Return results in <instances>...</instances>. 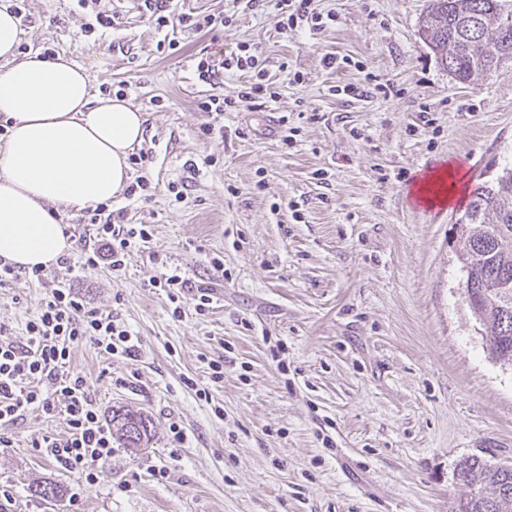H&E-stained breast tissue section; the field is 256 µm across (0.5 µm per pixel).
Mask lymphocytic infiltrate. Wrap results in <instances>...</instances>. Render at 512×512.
<instances>
[{"mask_svg":"<svg viewBox=\"0 0 512 512\" xmlns=\"http://www.w3.org/2000/svg\"><path fill=\"white\" fill-rule=\"evenodd\" d=\"M276 6V27L281 32L303 25L313 31L326 26L315 0H277ZM140 7L159 29L181 26L213 31L232 21L228 15L199 18L178 11L175 0H141ZM196 72L206 83L227 72L249 75L237 98L200 102L205 112L233 111L240 99L263 106L278 96L266 77L257 47L248 44L237 45L222 57L202 53ZM80 221L88 228L87 238L80 241L81 267L85 270L104 267L121 271L133 248L148 244L152 238L150 225L126 224L124 210H112L106 203L85 208ZM21 282L41 284L46 293L25 323L24 342L14 341L11 327L0 323V447H11L15 426L29 413L62 418L67 428L63 437H37L31 445L44 449L57 470L74 475L78 489L92 487L112 457V430L90 392L86 375L72 369L71 350L88 342L103 357L130 356L137 352L139 339L112 315L92 307L71 285L49 276L46 269L22 272L0 260V287Z\"/></svg>","mask_w":512,"mask_h":512,"instance_id":"obj_1","label":"lymphocytic infiltrate"}]
</instances>
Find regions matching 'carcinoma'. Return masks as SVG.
I'll return each mask as SVG.
<instances>
[{
	"mask_svg": "<svg viewBox=\"0 0 512 512\" xmlns=\"http://www.w3.org/2000/svg\"><path fill=\"white\" fill-rule=\"evenodd\" d=\"M424 43L457 80L498 68L512 58V0H429L420 25ZM466 269L463 295L479 324L489 356L512 368V168L477 188L457 219ZM113 433L125 448L151 437V420L131 410L112 411ZM467 494L451 512H512V465L472 455L454 471Z\"/></svg>",
	"mask_w": 512,
	"mask_h": 512,
	"instance_id": "obj_1",
	"label": "carcinoma"
}]
</instances>
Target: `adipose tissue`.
Here are the masks:
<instances>
[{
    "mask_svg": "<svg viewBox=\"0 0 512 512\" xmlns=\"http://www.w3.org/2000/svg\"><path fill=\"white\" fill-rule=\"evenodd\" d=\"M19 20L0 7V259L49 267L72 242L61 211L112 200L146 117L127 100L96 96L87 71L63 56L18 57Z\"/></svg>",
    "mask_w": 512,
    "mask_h": 512,
    "instance_id": "1",
    "label": "adipose tissue"
}]
</instances>
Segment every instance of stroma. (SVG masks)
I'll list each match as a JSON object with an SVG mask.
<instances>
[{"mask_svg": "<svg viewBox=\"0 0 512 512\" xmlns=\"http://www.w3.org/2000/svg\"><path fill=\"white\" fill-rule=\"evenodd\" d=\"M428 3L317 0L335 22L282 34L276 0L237 11L231 0H179L182 12L235 20L221 32L177 29L172 55L135 0H23L28 52L55 49L89 72L93 93H122L146 117L150 160L130 177L148 185L111 205L151 225L150 243L117 273L51 272L138 336L128 358L75 345L71 366L104 415L133 408L153 429L141 450L114 445L73 503L74 476L29 445L64 436L65 424L29 414L0 447L12 512H449L464 492L453 478L460 459L512 462V369L489 357L459 286L463 207L430 215L406 190L439 164L462 165L471 190L512 166V62L456 81L419 35ZM105 11L114 26L103 32L95 15ZM244 42L279 88L268 107L238 99L239 73L197 78L201 50ZM328 53L349 66L325 69ZM292 71L304 82L289 81ZM371 78L394 94L331 92ZM212 96L235 99V110L202 111ZM283 117L295 130L287 146L264 131ZM172 182L184 184V202ZM172 274L212 291L205 314L187 300L173 317L158 286ZM44 296L37 285L0 288V323L15 341ZM214 362L224 379L213 385ZM186 376L210 385L211 401ZM174 425L187 434L179 449ZM48 482L65 495L37 498Z\"/></svg>", "mask_w": 512, "mask_h": 512, "instance_id": "stroma-1", "label": "stroma"}]
</instances>
